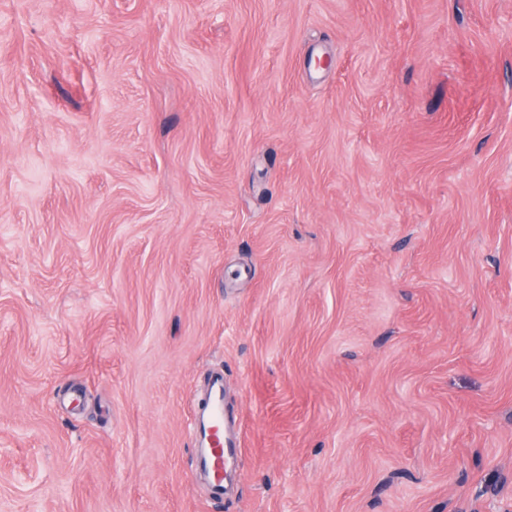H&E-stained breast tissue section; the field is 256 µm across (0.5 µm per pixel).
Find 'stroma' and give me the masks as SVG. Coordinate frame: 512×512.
Wrapping results in <instances>:
<instances>
[{"label":"stroma","mask_w":512,"mask_h":512,"mask_svg":"<svg viewBox=\"0 0 512 512\" xmlns=\"http://www.w3.org/2000/svg\"><path fill=\"white\" fill-rule=\"evenodd\" d=\"M0 512H512V0H0ZM203 424L201 461L210 476V491L217 499L224 495V466L235 447L228 445L224 435V406L221 392H215L200 417ZM225 447V448H224Z\"/></svg>","instance_id":"obj_1"}]
</instances>
